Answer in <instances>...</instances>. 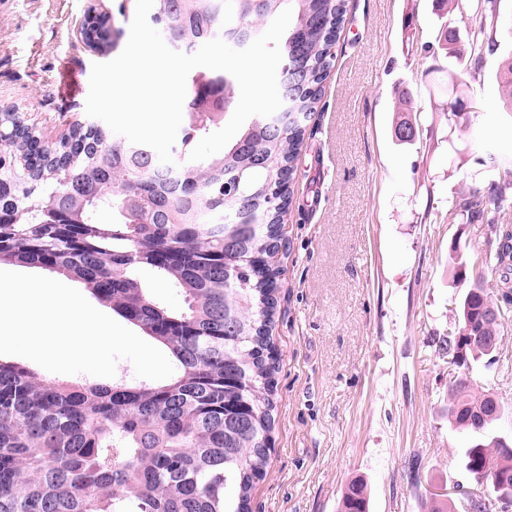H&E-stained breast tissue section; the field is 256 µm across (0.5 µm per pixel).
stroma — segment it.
Listing matches in <instances>:
<instances>
[{"label": "stroma", "instance_id": "35a3bbf8", "mask_svg": "<svg viewBox=\"0 0 512 512\" xmlns=\"http://www.w3.org/2000/svg\"><path fill=\"white\" fill-rule=\"evenodd\" d=\"M92 8L114 16L126 45L133 0H0V111L20 112L52 145L89 120L85 94L61 97L57 82L64 68L89 80L103 59L80 35ZM449 25L467 32L468 0L451 12L437 0H348L292 184L275 422L252 512H338L354 480L367 512H429L434 494L471 480L460 454L471 439L448 422V388L465 372L503 403L493 432L512 438V315L495 363L465 370L439 350L465 292L500 279H477L471 261L512 228V192L488 224L455 201L512 171L499 82L512 40L465 65L443 48ZM452 93L479 109L450 112ZM407 96L413 109L400 111ZM401 121L412 141L396 137Z\"/></svg>", "mask_w": 512, "mask_h": 512}]
</instances>
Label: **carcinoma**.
<instances>
[{"instance_id": "cac0c4a2", "label": "carcinoma", "mask_w": 512, "mask_h": 512, "mask_svg": "<svg viewBox=\"0 0 512 512\" xmlns=\"http://www.w3.org/2000/svg\"><path fill=\"white\" fill-rule=\"evenodd\" d=\"M293 23L282 58L308 66L299 98L312 112L332 68L346 0H155L151 22L168 46L197 51L239 22L256 35L285 8ZM470 57L497 33L491 0L472 4ZM97 48L116 47L104 18L91 28ZM217 74L189 78L186 114L202 116L218 91ZM512 112V61L500 73ZM224 119L186 130L173 148L178 164L152 148L93 127L74 130L51 155L19 113L0 112V263L43 267L79 281L112 312L138 327L171 358L161 381L110 383L40 376L0 360V512H250L254 482L268 464L274 428L277 353L272 331L286 249L283 220L291 197L270 198L297 170L306 126L288 133L266 117L244 124L223 153L191 162L196 140ZM512 189L509 174L473 189L462 211L479 220ZM112 213L105 223L102 215ZM512 274V233L494 254L475 253L472 269ZM149 268L177 288L183 307L158 301L140 279ZM502 309L482 286L466 293L458 324L439 350L462 362L493 354ZM504 413L467 376L448 388V421L473 437L464 468L484 473L493 495H512V440L491 437ZM366 485L345 488L341 512H367Z\"/></svg>"}]
</instances>
